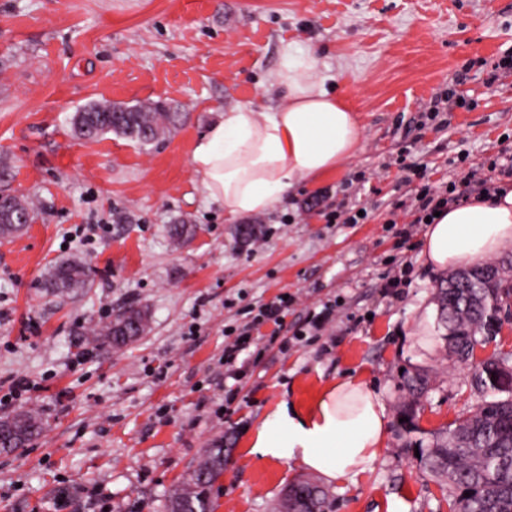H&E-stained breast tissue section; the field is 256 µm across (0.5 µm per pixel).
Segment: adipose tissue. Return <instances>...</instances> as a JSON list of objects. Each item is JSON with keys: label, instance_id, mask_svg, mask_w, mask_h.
<instances>
[{"label": "adipose tissue", "instance_id": "ef3b65f1", "mask_svg": "<svg viewBox=\"0 0 512 512\" xmlns=\"http://www.w3.org/2000/svg\"><path fill=\"white\" fill-rule=\"evenodd\" d=\"M286 94L272 110L224 112L195 143L191 166L209 199L238 219L272 210L298 181L336 170L360 141L354 113L325 88L316 57L287 46L277 73ZM512 248V187L441 210L423 239L427 264L451 268ZM379 396L361 377L328 384L303 408L278 404L250 446L268 463L296 462L329 482L367 471L385 446Z\"/></svg>", "mask_w": 512, "mask_h": 512}]
</instances>
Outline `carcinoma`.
Returning <instances> with one entry per match:
<instances>
[{
    "mask_svg": "<svg viewBox=\"0 0 512 512\" xmlns=\"http://www.w3.org/2000/svg\"><path fill=\"white\" fill-rule=\"evenodd\" d=\"M184 113L172 112L166 103L145 101L134 105L94 103L74 113V134L94 140L114 133L138 145H149L180 125ZM0 208L11 218L0 223V236L7 237L35 219L32 203L25 197L0 195ZM85 265L70 261L54 267L46 287L67 295L85 285ZM441 326L449 355L468 358L478 344L477 335H487L486 320L492 302L512 295V279L498 263L464 267L439 288ZM146 315L128 309L94 335L105 343L123 345L145 331ZM493 363L477 368L472 386L483 394L470 416L450 424L426 448L421 461L430 475L448 484L450 512H512V390H501L494 382ZM43 431L40 416L33 411L0 420V451L24 447ZM224 472V449L210 448L206 455L168 497L167 512H210L208 487ZM310 512H322L325 494L311 483H301ZM470 496H465V493Z\"/></svg>",
    "mask_w": 512,
    "mask_h": 512,
    "instance_id": "obj_1",
    "label": "carcinoma"
}]
</instances>
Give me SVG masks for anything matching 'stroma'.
Listing matches in <instances>:
<instances>
[{
  "instance_id": "1",
  "label": "stroma",
  "mask_w": 512,
  "mask_h": 512,
  "mask_svg": "<svg viewBox=\"0 0 512 512\" xmlns=\"http://www.w3.org/2000/svg\"><path fill=\"white\" fill-rule=\"evenodd\" d=\"M311 51L326 89L355 112L362 137L339 169L290 189L274 210L228 219L190 157L224 110L278 103L284 47ZM512 0H0V191L37 215L0 241V418L37 411L43 433L0 452V512H166L170 492L224 448L213 512H276L290 485H322L324 512H449L415 449L473 413L472 361L449 357L437 328L447 277L422 256V186L467 194V175L512 185ZM477 100L434 112L436 94ZM161 100L186 115L146 147L77 138L91 102ZM420 175L408 177L412 163ZM366 207L329 224L304 202ZM195 232L182 243L171 225ZM266 233L261 247L240 235ZM77 260L87 287L50 294L56 264ZM291 294L283 327L266 323L241 382L224 380L225 329ZM335 318L304 334L309 309ZM130 308L145 332L115 348L86 331ZM382 398L385 447L356 481L325 482L268 464L251 434L278 403L308 404L354 373ZM428 388L412 397L408 377ZM29 388L11 398L13 380ZM412 413L414 430L399 420ZM70 503L57 508L61 494Z\"/></svg>"
}]
</instances>
